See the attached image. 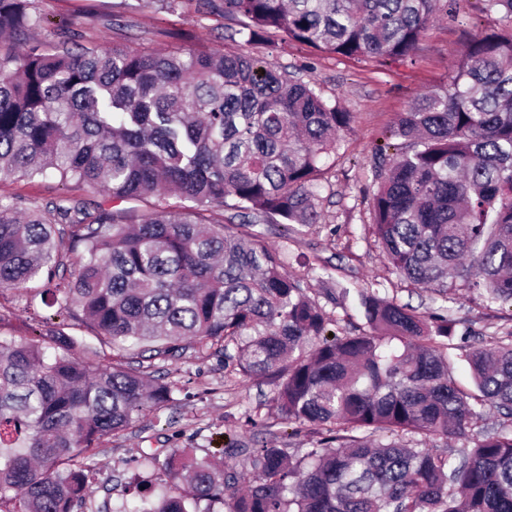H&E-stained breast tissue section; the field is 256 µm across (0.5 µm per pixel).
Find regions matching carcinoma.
Instances as JSON below:
<instances>
[{"label": "carcinoma", "mask_w": 512, "mask_h": 512, "mask_svg": "<svg viewBox=\"0 0 512 512\" xmlns=\"http://www.w3.org/2000/svg\"><path fill=\"white\" fill-rule=\"evenodd\" d=\"M445 3L465 0H197L251 44L272 30L345 57L414 55ZM500 28L471 41L447 85L386 131L374 234L397 273L443 304L421 315L374 288L336 284L363 327L331 331L260 224H317V177L352 114L249 53L114 46L73 52L14 40L40 21L0 0V180L57 177L127 210L58 197L0 199V288L39 284L61 322L0 336V512H73L104 439L167 408L173 389L133 367V340L163 361L184 342L224 351L273 387L285 420L325 427L300 457L246 450L247 487L209 457L173 451L179 495L139 490L138 512H512V336L458 334L461 281L512 304V0H475ZM173 197L177 202L167 203ZM252 214L224 223V209ZM74 256L73 270L63 258ZM112 347L107 364L86 338ZM467 363L468 385L452 373ZM463 438L461 448L448 440Z\"/></svg>", "instance_id": "1"}]
</instances>
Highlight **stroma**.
Listing matches in <instances>:
<instances>
[{
  "mask_svg": "<svg viewBox=\"0 0 512 512\" xmlns=\"http://www.w3.org/2000/svg\"><path fill=\"white\" fill-rule=\"evenodd\" d=\"M40 25L26 39L47 45L67 41L72 50L92 45H123L167 52L195 46L219 52L248 49L303 81L313 82L323 97L351 112L353 121L336 138V151L321 174L317 207L320 223L301 234L284 236L276 224L265 227L266 241L291 256V275L303 278L312 298L324 302L339 334L361 326L353 307L326 300L325 291L335 284L372 287L380 294L412 306L420 314L431 312L433 292L404 281L387 261L372 232L373 171L379 162L377 147L383 132L414 99L447 83L449 75L470 41L497 29L496 15L467 9L457 17L437 15L418 51L407 59L377 62L345 58L288 40L285 34H269L265 41L244 46L236 25L220 14L197 12L193 0H101V7L86 13L82 0H33ZM58 196H76L89 202L104 197L87 186L59 185L53 178L4 179L0 199L23 198L42 205ZM0 306L9 309L8 329L26 336L44 326L54 311L35 288L0 290ZM448 308L461 326L488 339L512 332V307L486 304L478 293L457 291ZM130 354L146 373L164 377L173 388L174 401L157 414L144 416L119 438L105 441L94 459L97 477L89 497L76 512H118L134 506L130 484L145 479L156 490L170 489L159 468L137 464L141 448H187L202 458L236 443L274 441L294 455L315 447L319 427L306 426L289 433L276 409L267 384L225 366L223 354L199 349L187 342L173 360L151 359L140 347Z\"/></svg>",
  "mask_w": 512,
  "mask_h": 512,
  "instance_id": "obj_1",
  "label": "stroma"
}]
</instances>
